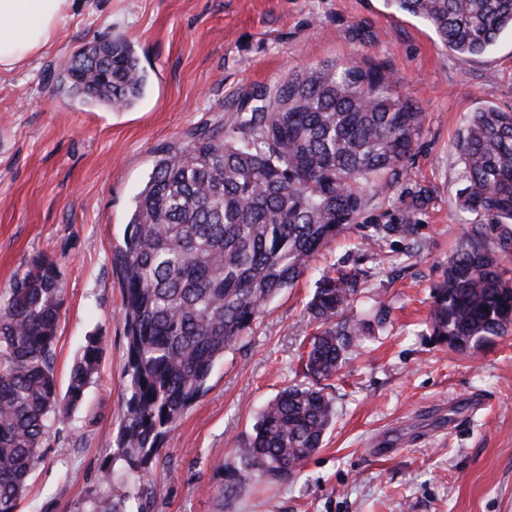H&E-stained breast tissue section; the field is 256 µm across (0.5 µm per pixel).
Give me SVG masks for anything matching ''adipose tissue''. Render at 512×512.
Instances as JSON below:
<instances>
[{"label":"adipose tissue","instance_id":"ef3b65f1","mask_svg":"<svg viewBox=\"0 0 512 512\" xmlns=\"http://www.w3.org/2000/svg\"><path fill=\"white\" fill-rule=\"evenodd\" d=\"M70 0H0V71L21 67L53 39Z\"/></svg>","mask_w":512,"mask_h":512}]
</instances>
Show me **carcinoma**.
<instances>
[{
	"label": "carcinoma",
	"mask_w": 512,
	"mask_h": 512,
	"mask_svg": "<svg viewBox=\"0 0 512 512\" xmlns=\"http://www.w3.org/2000/svg\"><path fill=\"white\" fill-rule=\"evenodd\" d=\"M427 21L462 56L491 50L512 32V0H387ZM107 54L75 52L70 91L115 110L133 106L147 71L121 36ZM229 128L204 123L163 151L137 197L115 253L124 293L129 397L107 469L112 495L90 512H130L131 490L180 417L207 391L214 362L253 330L265 306L302 276L320 249L358 225L375 196L399 186L423 113L401 97L381 63H322L274 87L256 86ZM457 207L465 246L433 289L432 335L476 355L512 329V112L481 108L458 133ZM412 224H374L363 245ZM65 286L41 254L16 275L0 303V512H16L38 463L49 420L79 405L98 372L102 338L86 339L60 389L51 356ZM360 274L322 275L308 310L316 325L302 363L308 381L288 385L261 410L253 433L224 466L223 492L254 479L285 480L320 448L336 418L321 382L343 368L382 310L357 309Z\"/></svg>",
	"instance_id": "obj_1"
}]
</instances>
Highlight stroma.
I'll return each mask as SVG.
<instances>
[{
	"mask_svg": "<svg viewBox=\"0 0 512 512\" xmlns=\"http://www.w3.org/2000/svg\"><path fill=\"white\" fill-rule=\"evenodd\" d=\"M105 34L128 40L148 72L126 110L57 80L76 50ZM350 59L386 65L425 114L404 191L370 200L364 215L415 234L372 254L354 227L321 249L214 364L207 393L153 466L143 512H512V332L469 357L436 343L428 326L433 289L466 236L453 143L478 108L512 112V34L462 58L385 0H75L51 44L0 72V296L32 256L46 255L65 284L58 382L87 337L103 347L83 402L50 422L17 512H89L109 490L102 476L127 395L114 255L162 151L198 125L232 123L246 90ZM340 265L361 269L365 302L387 310L386 323L329 380L336 420L319 450L290 479L223 498L225 464L295 377L315 330L307 304L316 281Z\"/></svg>",
	"mask_w": 512,
	"mask_h": 512,
	"instance_id": "35a3bbf8",
	"label": "stroma"
}]
</instances>
